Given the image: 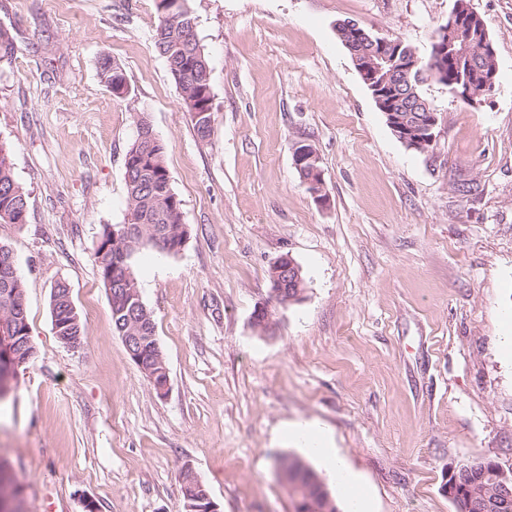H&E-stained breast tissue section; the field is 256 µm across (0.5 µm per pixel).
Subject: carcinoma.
Returning a JSON list of instances; mask_svg holds the SVG:
<instances>
[{
	"instance_id": "cac0c4a2",
	"label": "carcinoma",
	"mask_w": 512,
	"mask_h": 512,
	"mask_svg": "<svg viewBox=\"0 0 512 512\" xmlns=\"http://www.w3.org/2000/svg\"><path fill=\"white\" fill-rule=\"evenodd\" d=\"M453 10L464 15L463 24L451 34L457 47L472 49V66L490 75L496 69L493 54L481 51L484 23L470 11V0H455ZM158 23L154 43L165 58L169 72L180 91L197 137L204 141L211 136L214 121L210 70L195 32V17L189 0H158ZM101 78L118 97L129 94L121 68L108 56L100 61ZM429 75L411 78L404 85V93L418 109L403 112L414 120L426 116L434 108L425 97L423 86ZM144 136L129 147L124 160L125 179L130 211L127 236L113 239L112 228L104 227L94 260L105 288L109 292L112 325L116 333L129 330L143 337L141 347L146 359L157 363L153 341L148 336L156 332L155 321L147 308L133 309L136 299L132 292H140L133 269V257L141 249L151 246L166 253L168 242L187 238V230L180 220V200L174 192L165 164L164 146L146 122L141 123ZM28 216V194L15 180L11 148L0 145V223L24 224ZM125 278V285L112 286L113 275ZM65 336H83L82 322H74L65 315L64 302L56 303ZM25 308L23 280L9 277L8 270L0 271V313H11ZM496 464H472L457 471L458 492L454 499L457 512H512V498L505 499L499 492L494 470ZM290 483L288 493L293 512H340L326 484L302 460L288 457ZM209 491L204 484L188 477L183 479V502L199 508L211 506Z\"/></svg>"
}]
</instances>
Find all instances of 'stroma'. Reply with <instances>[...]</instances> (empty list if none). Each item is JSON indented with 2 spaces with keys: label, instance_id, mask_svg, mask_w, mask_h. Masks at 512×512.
Wrapping results in <instances>:
<instances>
[{
  "label": "stroma",
  "instance_id": "obj_1",
  "mask_svg": "<svg viewBox=\"0 0 512 512\" xmlns=\"http://www.w3.org/2000/svg\"><path fill=\"white\" fill-rule=\"evenodd\" d=\"M454 0H190L213 130L199 140L154 46L156 0H0V143L28 193L0 224L25 283L34 347L0 401L13 512H179L193 471L218 512H292L276 460L285 424L318 421L371 512H455L460 467L512 471V0H471L497 61L470 107L425 86L431 152L407 148L336 36L339 21L427 53ZM110 56L130 87L99 75ZM165 148L189 232L133 269L168 368L158 396L113 327L94 261L129 220L125 154L139 122ZM319 157L326 202L293 163ZM472 191L460 195L457 187ZM299 265L279 306L269 271ZM66 282L79 347L53 330ZM267 307L269 328L256 327ZM293 267H295V262L289 255L280 256L272 265V279L270 276L272 286L274 288H282V290L279 291L273 290V297L275 298L276 296L278 297V299L282 300L283 296H286L283 300L285 304L281 301H277V303L283 307L299 303L304 299V296H302L300 299H297L293 302H288V294L286 293L285 288H302V282L300 280V277L302 278L303 281L302 289L305 291V280L302 271L299 267L300 276L294 275Z\"/></svg>",
  "mask_w": 512,
  "mask_h": 512
}]
</instances>
